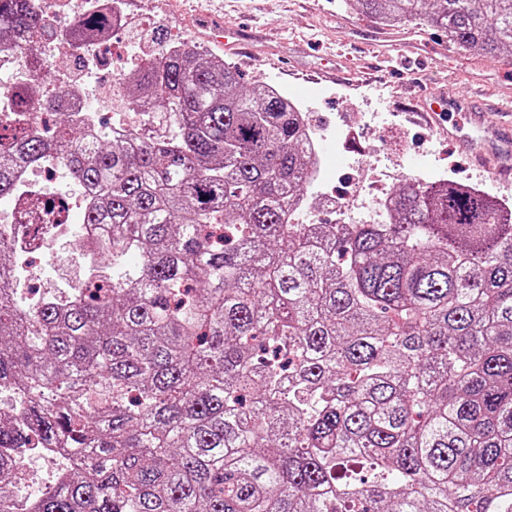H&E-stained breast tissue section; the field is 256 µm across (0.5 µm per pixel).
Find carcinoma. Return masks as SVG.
<instances>
[{
	"instance_id": "1",
	"label": "carcinoma",
	"mask_w": 512,
	"mask_h": 512,
	"mask_svg": "<svg viewBox=\"0 0 512 512\" xmlns=\"http://www.w3.org/2000/svg\"><path fill=\"white\" fill-rule=\"evenodd\" d=\"M345 3L512 54V0ZM48 36L0 0V41ZM46 76L0 84L42 124H0V226L41 231L33 164L82 204L65 288L25 296L0 239V382L25 389L0 437L76 459L35 512H512V208L406 182L387 224H292L308 156L279 91L163 50L124 80L173 131L132 147L39 97Z\"/></svg>"
}]
</instances>
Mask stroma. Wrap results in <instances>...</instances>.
Listing matches in <instances>:
<instances>
[{
	"mask_svg": "<svg viewBox=\"0 0 512 512\" xmlns=\"http://www.w3.org/2000/svg\"><path fill=\"white\" fill-rule=\"evenodd\" d=\"M134 27L112 40V62L84 75L96 97V110L112 115V83L124 70L130 50L178 38L214 53L235 66L244 86L261 82L302 97L318 125L357 127V140L341 147L342 163L324 181L311 182L309 194H338L373 174L407 168L412 151L424 147L432 166L461 182H486L512 206V176L499 173L494 159L477 163L482 150L470 118L471 108L489 102L512 108V56L490 60L450 44L437 30L401 24L387 27L347 7L342 0H125ZM237 29L236 46L210 40L213 23ZM445 93L440 118L454 139L430 131L419 110L421 92ZM79 243L58 253L34 254L32 285L61 288L75 276Z\"/></svg>",
	"mask_w": 512,
	"mask_h": 512,
	"instance_id": "1",
	"label": "stroma"
}]
</instances>
